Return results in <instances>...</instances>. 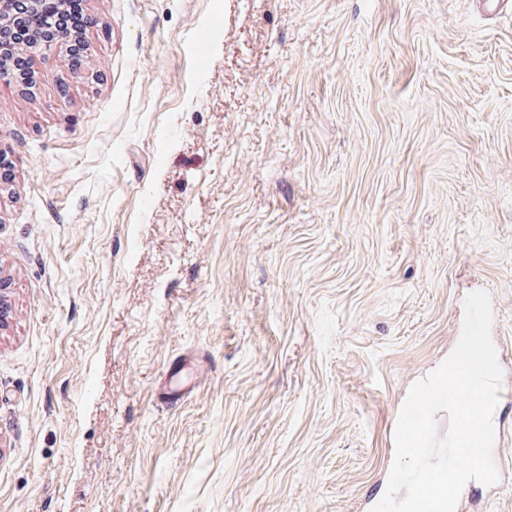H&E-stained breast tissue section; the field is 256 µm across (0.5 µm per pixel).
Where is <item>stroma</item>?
<instances>
[{
	"label": "stroma",
	"instance_id": "1",
	"mask_svg": "<svg viewBox=\"0 0 512 512\" xmlns=\"http://www.w3.org/2000/svg\"><path fill=\"white\" fill-rule=\"evenodd\" d=\"M84 4L0 81V512H371L472 291L512 390V15ZM83 1L66 0L63 5L60 4L62 8L55 13L56 16L59 14L58 16L61 18V21L57 22L59 26L55 30L52 27L51 31L48 29L43 32L51 39L65 40L68 56L77 65L82 62L84 57L81 52L84 44L82 34L87 26Z\"/></svg>",
	"mask_w": 512,
	"mask_h": 512
}]
</instances>
